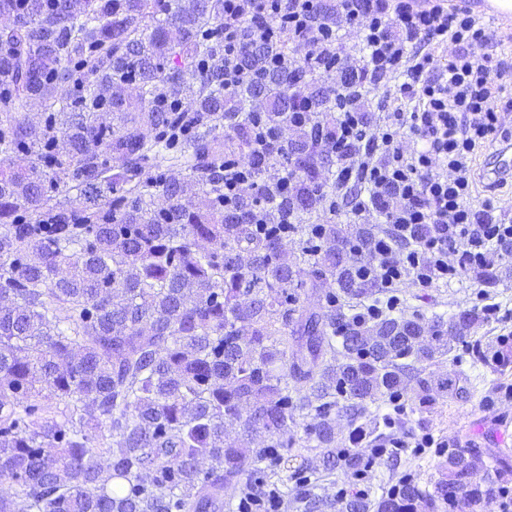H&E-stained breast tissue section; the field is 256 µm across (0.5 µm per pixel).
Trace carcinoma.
<instances>
[{"label":"carcinoma","instance_id":"1","mask_svg":"<svg viewBox=\"0 0 512 512\" xmlns=\"http://www.w3.org/2000/svg\"><path fill=\"white\" fill-rule=\"evenodd\" d=\"M0 14V512H224L288 468L301 416L321 449L294 470L302 512H438L450 494L477 512L491 488L473 486L467 448L432 491L333 501L321 483L367 466L336 448V414L370 437L367 403H435L422 364L481 320L354 312L374 298L355 256L381 225L317 234L333 159L315 133L279 139L296 84L328 128L336 89L280 65L225 90L224 0H0ZM238 37L244 68L294 52L286 31ZM273 164L291 192L267 184ZM230 168L254 191L224 195ZM329 277L326 305L300 306ZM509 476L500 449L488 478Z\"/></svg>","mask_w":512,"mask_h":512}]
</instances>
